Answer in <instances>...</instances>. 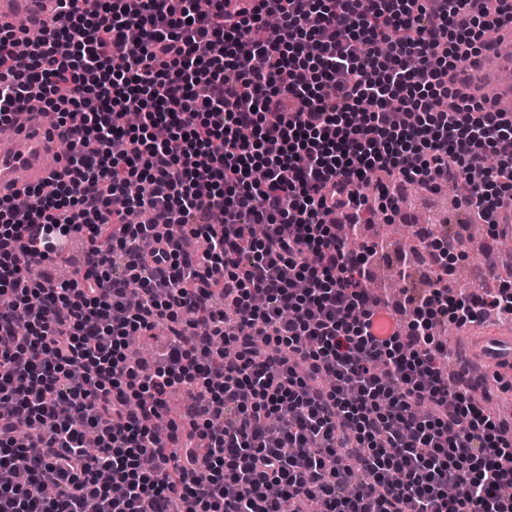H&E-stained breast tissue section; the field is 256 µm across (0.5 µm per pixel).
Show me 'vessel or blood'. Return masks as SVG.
I'll return each mask as SVG.
<instances>
[{"label": "vessel or blood", "instance_id": "b4317fda", "mask_svg": "<svg viewBox=\"0 0 512 512\" xmlns=\"http://www.w3.org/2000/svg\"><path fill=\"white\" fill-rule=\"evenodd\" d=\"M56 5V0H0V27L11 28L21 21L34 28L43 27L52 23ZM475 70L482 73L486 87L493 90L496 111L512 114L511 25L499 28L490 47L470 57L458 71V80L466 82V90L472 94L477 88L467 78ZM22 108V114L14 120L12 134L0 137V197L29 193L60 166L58 129L44 124L39 102L26 101ZM457 361L470 370L479 363L512 368V335L481 337L472 353L458 355Z\"/></svg>", "mask_w": 512, "mask_h": 512}]
</instances>
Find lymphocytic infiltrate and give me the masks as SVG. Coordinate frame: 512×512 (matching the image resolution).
<instances>
[{"mask_svg":"<svg viewBox=\"0 0 512 512\" xmlns=\"http://www.w3.org/2000/svg\"><path fill=\"white\" fill-rule=\"evenodd\" d=\"M58 2L26 52L0 29V124L80 120L54 182L0 199V512H512V423L449 390L432 331L512 289L432 287L376 335L334 219L384 173L457 177L487 222L512 201V119L450 79L512 6ZM162 322L142 373L128 340Z\"/></svg>","mask_w":512,"mask_h":512,"instance_id":"f902f5d3","label":"lymphocytic infiltrate"}]
</instances>
